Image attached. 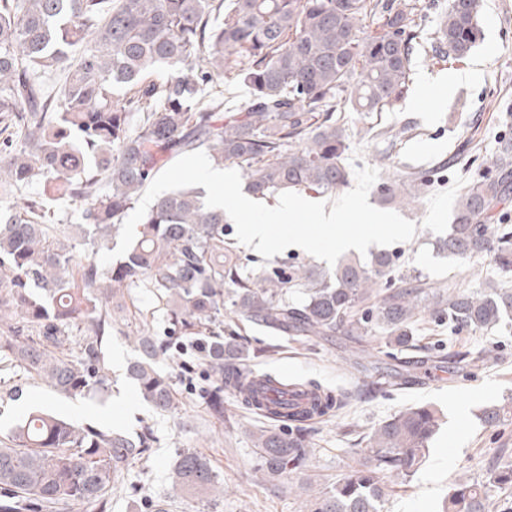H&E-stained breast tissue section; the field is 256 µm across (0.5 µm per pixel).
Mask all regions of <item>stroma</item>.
I'll return each mask as SVG.
<instances>
[{
  "label": "stroma",
  "mask_w": 512,
  "mask_h": 512,
  "mask_svg": "<svg viewBox=\"0 0 512 512\" xmlns=\"http://www.w3.org/2000/svg\"><path fill=\"white\" fill-rule=\"evenodd\" d=\"M482 39L463 62L448 65L421 55L416 59L405 97L394 109L359 119L348 113L355 135L350 149L357 152L356 168L371 166L380 178L430 171L436 183L418 202L394 205V212L414 222L415 237L390 245L398 270L420 269L434 285L478 289L493 267L489 259L463 261L438 252L436 242L453 220V208L463 188L485 172L502 139L512 138V0H483ZM477 70V80L456 81L458 72ZM382 129L379 137L361 135L362 127ZM36 196L43 198L54 224H76L80 216L60 198L54 185L36 183L0 194V206ZM231 326L252 344L268 347L255 367L290 380H315L338 392L354 390L359 374L345 357L350 342L330 336L306 344L276 335L225 313ZM421 345L447 349L491 351V358L468 374L450 364L420 365L415 384L395 386L390 361L369 368L373 377L389 381L385 395L358 402L343 415L317 423L312 451L302 472H291L271 483L258 470L251 434L263 419L226 400V415H211L198 397L169 416L154 414L137 395L125 364L135 358L131 338L116 334L104 347L105 356L120 354L122 364L108 366V399L96 392L71 398L58 394L22 368L0 363V440L33 409H43L76 424L112 425L135 433L152 425L159 442L146 463H134L125 474L124 488L112 497V512H137L142 497L168 496V512H304L307 496L299 487L301 474L319 482L335 481L358 461L353 438L411 406L427 405L442 413V424L429 457L409 483L394 485L384 512H439L451 483L462 476L479 478L493 461L512 457V420L487 426L482 417L490 406L512 396V330L460 331L423 322ZM192 448L217 473L216 496L197 499L171 494L170 470L179 450Z\"/></svg>",
  "instance_id": "1"
}]
</instances>
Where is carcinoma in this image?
<instances>
[{"mask_svg": "<svg viewBox=\"0 0 512 512\" xmlns=\"http://www.w3.org/2000/svg\"><path fill=\"white\" fill-rule=\"evenodd\" d=\"M481 0H450L431 37L422 36L423 0H0V188L44 180L80 213L79 238L48 223L45 201L0 209V314L21 315L0 336V362L23 368L53 391L76 397L108 392L103 340L125 334L116 311L148 295L168 317L166 337L142 329L127 373L158 414L178 410L170 378L156 367L185 346L189 394L224 418V393L269 425L254 435L260 470L273 479L304 466L312 424L338 416L354 399L385 392L363 382L334 392L316 382L256 375L247 362L268 353L234 331L224 310L304 343L337 333L353 339L346 360L383 355L411 370L448 362L462 372L487 352L435 355L418 344L424 316L457 330L492 332L512 324V140L500 142L492 170L459 195L442 252L484 257L494 276L474 291L431 289L422 275L384 283L393 270L386 251L370 262L332 271L307 265L268 266L228 237L221 209L192 187L159 195L140 221L129 250L102 267L128 211L170 160L203 151L211 164L236 166L256 195L294 190L332 193L349 180L353 129L344 113L367 117L401 99L421 48L441 62L463 61L480 40ZM222 15L223 23L212 18ZM164 71L163 81L153 74ZM65 75L50 95L45 80ZM249 86L245 105L224 109L220 81ZM117 86L125 88L114 97ZM79 331L76 348L70 331ZM384 348L371 353L367 336ZM306 403L269 400L265 386ZM512 417V397L484 410L490 426ZM439 429L436 411L414 406L383 421L355 448L357 466L313 488L307 512H382L392 485L411 481ZM157 442L145 425L134 436L29 412L0 444V512H57L94 503L111 512L112 492L130 465L148 460ZM217 475L184 448L171 471L173 492L206 494ZM512 489V461L498 460L482 480H457L440 512H496ZM503 509V508H501ZM503 512H512L505 508Z\"/></svg>", "mask_w": 512, "mask_h": 512, "instance_id": "cac0c4a2", "label": "carcinoma"}]
</instances>
